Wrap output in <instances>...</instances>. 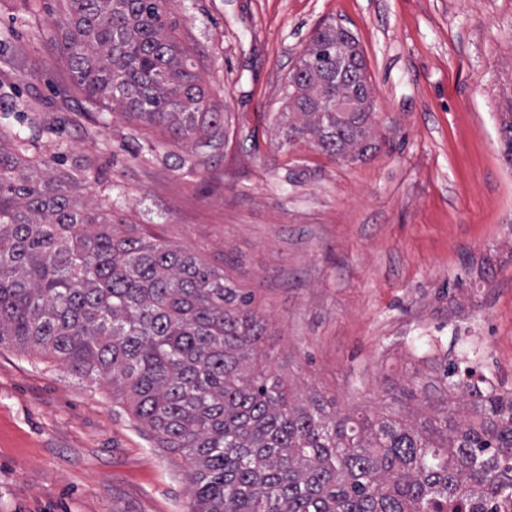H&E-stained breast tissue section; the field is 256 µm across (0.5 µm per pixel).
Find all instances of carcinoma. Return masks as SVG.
Listing matches in <instances>:
<instances>
[{
  "label": "carcinoma",
  "mask_w": 512,
  "mask_h": 512,
  "mask_svg": "<svg viewBox=\"0 0 512 512\" xmlns=\"http://www.w3.org/2000/svg\"><path fill=\"white\" fill-rule=\"evenodd\" d=\"M165 0H64L58 41L89 101L216 148L215 110ZM283 131L343 161L376 148L357 38L319 28L288 78ZM512 161V97L498 113ZM19 131L0 137V345L112 385L159 446L181 456L191 512H512V391L480 366L413 377L433 419L293 404L249 367L266 334L252 294L191 252L112 223L51 174Z\"/></svg>",
  "instance_id": "obj_1"
}]
</instances>
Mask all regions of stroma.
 I'll use <instances>...</instances> for the list:
<instances>
[{
  "mask_svg": "<svg viewBox=\"0 0 512 512\" xmlns=\"http://www.w3.org/2000/svg\"><path fill=\"white\" fill-rule=\"evenodd\" d=\"M62 0H0V117L116 224L253 295L252 364L295 401L392 407L415 372L477 351L512 389V0H165L217 111L219 149L97 111L43 31ZM357 38L376 148L345 162L279 126L315 30ZM178 455L58 359L0 345V512H189ZM498 113V133L503 158L512 161V95L503 100Z\"/></svg>",
  "mask_w": 512,
  "mask_h": 512,
  "instance_id": "1",
  "label": "stroma"
}]
</instances>
